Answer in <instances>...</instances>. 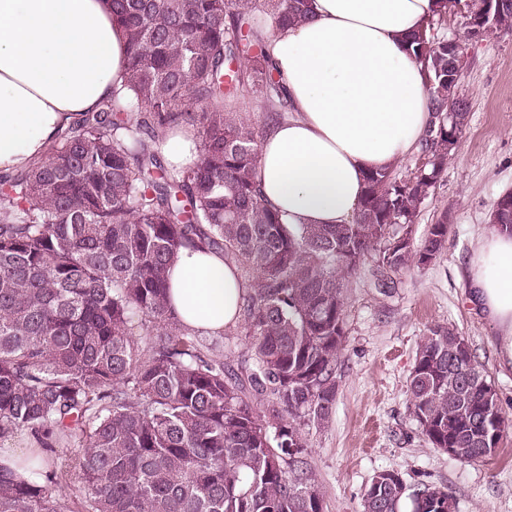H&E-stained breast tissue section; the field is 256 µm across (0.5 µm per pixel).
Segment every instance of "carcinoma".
<instances>
[{
	"instance_id": "obj_1",
	"label": "carcinoma",
	"mask_w": 512,
	"mask_h": 512,
	"mask_svg": "<svg viewBox=\"0 0 512 512\" xmlns=\"http://www.w3.org/2000/svg\"><path fill=\"white\" fill-rule=\"evenodd\" d=\"M411 37L431 120L425 165L402 180L370 171L348 224H286L255 171L261 133L232 104L288 113L268 39L311 13L310 0H112L127 37L121 89L84 114L48 155L0 178V442L22 433L28 477L0 458V512H324L304 429L328 426L346 342V278L368 262L381 288L448 246V212L415 243L423 201L448 165L467 97L448 101V38ZM497 30L512 29L501 0ZM188 126L198 160L166 166L154 149ZM512 233V193L495 203ZM182 248L224 251L244 286L223 334L187 330L171 309L167 268ZM140 334L132 332L133 326ZM246 357L227 362L224 337ZM492 394L487 420L479 418ZM410 416L435 448L480 460L508 423L467 339L437 324L409 377ZM57 448L69 450L56 466ZM448 491L382 470L364 512H436Z\"/></svg>"
}]
</instances>
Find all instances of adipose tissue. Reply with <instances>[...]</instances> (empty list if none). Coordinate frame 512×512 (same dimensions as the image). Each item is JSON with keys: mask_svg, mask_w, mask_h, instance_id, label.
I'll return each mask as SVG.
<instances>
[{"mask_svg": "<svg viewBox=\"0 0 512 512\" xmlns=\"http://www.w3.org/2000/svg\"><path fill=\"white\" fill-rule=\"evenodd\" d=\"M435 0H312V16L269 44L289 111L260 143L257 182L285 223L345 224L364 175L390 167L418 142L430 112L423 67L406 38ZM126 34L111 0H0V174L44 158L81 114L111 97L126 68ZM168 167L198 157L194 131L156 145ZM469 301L497 328V356L512 367V234L481 233L469 261ZM169 296L192 331L223 333L241 297L223 252L180 250Z\"/></svg>", "mask_w": 512, "mask_h": 512, "instance_id": "ef3b65f1", "label": "adipose tissue"}]
</instances>
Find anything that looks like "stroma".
I'll use <instances>...</instances> for the list:
<instances>
[{"mask_svg": "<svg viewBox=\"0 0 512 512\" xmlns=\"http://www.w3.org/2000/svg\"><path fill=\"white\" fill-rule=\"evenodd\" d=\"M460 86L471 103L467 127L415 226L423 239L450 210L447 251L426 267L402 271L389 293L375 288L366 266L347 288L332 420L306 431L324 512H363L364 491L381 470L399 472L412 486L447 490L457 512H512V428L494 454L467 463L433 448L408 409L415 356L430 327L443 324L467 338L512 420V369L498 362L497 329L469 302L466 271L494 203L512 190V30L470 42Z\"/></svg>", "mask_w": 512, "mask_h": 512, "instance_id": "1", "label": "stroma"}]
</instances>
